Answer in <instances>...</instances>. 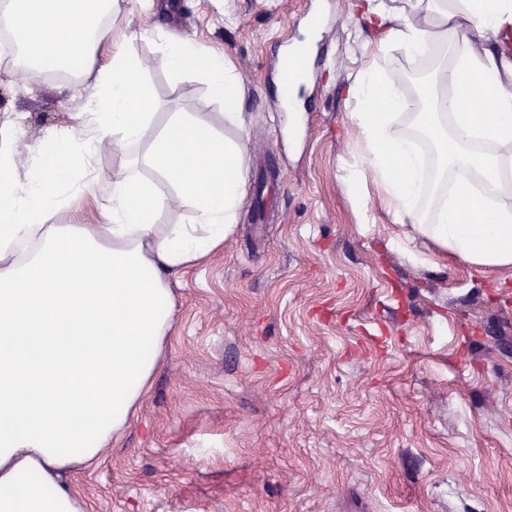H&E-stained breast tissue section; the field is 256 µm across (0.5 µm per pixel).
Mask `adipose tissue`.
Here are the masks:
<instances>
[{
    "label": "adipose tissue",
    "mask_w": 512,
    "mask_h": 512,
    "mask_svg": "<svg viewBox=\"0 0 512 512\" xmlns=\"http://www.w3.org/2000/svg\"><path fill=\"white\" fill-rule=\"evenodd\" d=\"M73 26L63 0H0V33L21 70L93 74L76 128L46 132L26 179L14 124L0 121V512H86L69 472L99 462L133 420L173 328L172 279L224 248L246 188L244 138L214 134L196 113L154 124L141 76L149 60L124 50L119 0ZM373 53L449 54L411 111L399 78L368 67L347 93L361 161L345 183L354 203L375 187L413 237L471 266L512 271V0H357ZM27 23H19V14ZM173 73L192 70L245 129L243 90L222 50L159 34ZM152 141L134 154L145 131ZM126 155L97 206V224H56L81 200L101 144ZM194 212L157 223L142 167Z\"/></svg>",
    "instance_id": "adipose-tissue-1"
}]
</instances>
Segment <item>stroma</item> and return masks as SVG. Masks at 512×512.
I'll list each match as a JSON object with an SVG mask.
<instances>
[{
	"label": "stroma",
	"instance_id": "stroma-1",
	"mask_svg": "<svg viewBox=\"0 0 512 512\" xmlns=\"http://www.w3.org/2000/svg\"><path fill=\"white\" fill-rule=\"evenodd\" d=\"M356 0H124L127 48L166 112L238 129L192 71L162 63L155 30L223 50L245 89L247 183L224 251L172 282L163 364L122 440L72 473L87 512H512V276L417 240L344 177L360 160L346 89L377 64ZM317 25L310 111L278 109L281 53ZM94 80L20 71L0 48V113L18 177L45 131L72 126ZM157 221L190 207L143 169Z\"/></svg>",
	"mask_w": 512,
	"mask_h": 512
}]
</instances>
